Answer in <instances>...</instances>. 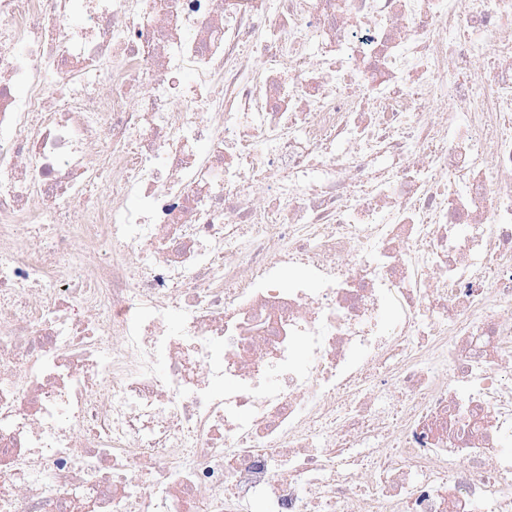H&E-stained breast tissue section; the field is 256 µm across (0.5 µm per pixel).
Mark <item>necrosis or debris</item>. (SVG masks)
I'll return each instance as SVG.
<instances>
[{
  "mask_svg": "<svg viewBox=\"0 0 512 512\" xmlns=\"http://www.w3.org/2000/svg\"><path fill=\"white\" fill-rule=\"evenodd\" d=\"M0 512H512V0H0Z\"/></svg>",
  "mask_w": 512,
  "mask_h": 512,
  "instance_id": "1",
  "label": "necrosis or debris"
}]
</instances>
